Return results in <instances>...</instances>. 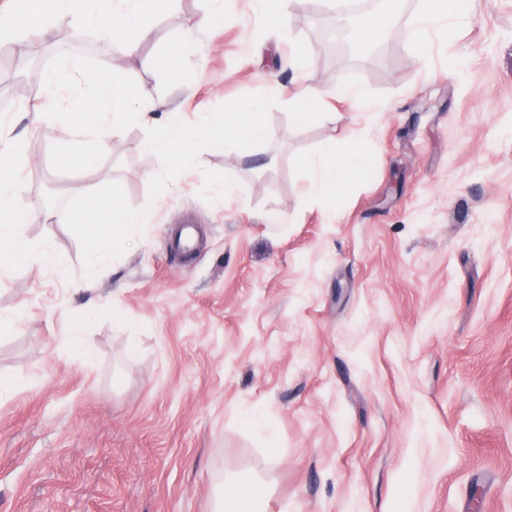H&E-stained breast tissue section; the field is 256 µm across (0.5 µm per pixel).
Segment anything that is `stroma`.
<instances>
[{"mask_svg": "<svg viewBox=\"0 0 512 512\" xmlns=\"http://www.w3.org/2000/svg\"><path fill=\"white\" fill-rule=\"evenodd\" d=\"M207 7L178 0L144 54ZM465 7L425 65L406 42L421 0H393L378 47L326 21V0H293L282 33L238 0L173 77L95 38L36 63L39 39L8 43L0 142L28 143L13 193L73 219L22 224L57 265L13 257L0 276V313L17 316L0 378L27 381L0 397V512H210L238 473L268 482L267 512H512V0ZM73 63L166 94L206 130L263 100L271 138L201 141L169 174L143 148L155 117L77 171L60 152L77 129L30 117L40 71ZM305 81L385 110L331 100L289 123L276 87ZM331 137L370 166L327 210L302 160ZM97 195L152 217L85 290L76 222ZM184 222L206 231L186 265L166 240Z\"/></svg>", "mask_w": 512, "mask_h": 512, "instance_id": "stroma-1", "label": "stroma"}]
</instances>
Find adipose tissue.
<instances>
[{"mask_svg":"<svg viewBox=\"0 0 512 512\" xmlns=\"http://www.w3.org/2000/svg\"><path fill=\"white\" fill-rule=\"evenodd\" d=\"M174 0H10L5 13L0 14V42L24 40L37 36L52 40L58 25H65L72 37L96 33L101 42L118 45L123 53L140 58L144 68L169 71L172 58L190 60L197 57L198 48L192 32H185L171 53L162 56H142L141 47L152 39L154 29L150 18L173 4ZM460 0H422V8L409 26L406 39L420 62H427L432 53L429 32H447L451 21L462 19ZM62 72H45L41 81L50 101L48 108L36 111L34 120L40 124L62 121L82 128L83 136L68 149L66 162L89 172L103 153L108 138L119 135L130 120H142L153 112L162 113L164 122L157 133L148 139L147 148L165 158L169 168L186 166L201 140V130L181 113L170 110L161 97H144L139 89L120 79L105 80L84 71L80 79L84 96L76 107H68L58 94ZM280 95L290 108L289 119L303 125L317 117L326 99L346 100L370 118H377L380 109L362 89L342 83L324 90L306 89L293 93L280 88ZM263 102L234 105L224 112V123L215 132V139L225 149L232 150L245 142H262L269 130L262 119ZM27 143L16 139L0 152V199H8L14 179V165L25 156ZM311 175L310 192L316 199L331 201L338 198L348 178H362L368 172V160L362 150L352 143L330 142L316 154L303 160ZM9 201V199H8ZM95 222L90 234L97 255L120 249L129 236L131 225L150 219L149 213H130L109 199L91 203ZM27 210L18 202L9 201L0 209V254L33 256L38 264L51 267L56 262L50 247L31 252L18 230L27 217ZM266 483L261 479L241 481L225 479L219 488L213 512H266Z\"/></svg>","mask_w":512,"mask_h":512,"instance_id":"adipose-tissue-1","label":"adipose tissue"}]
</instances>
